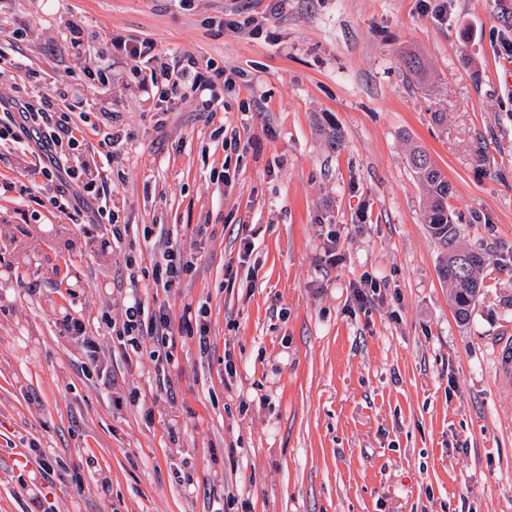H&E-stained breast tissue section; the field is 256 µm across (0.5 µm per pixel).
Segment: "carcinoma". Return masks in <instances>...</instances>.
I'll return each instance as SVG.
<instances>
[{"mask_svg":"<svg viewBox=\"0 0 512 512\" xmlns=\"http://www.w3.org/2000/svg\"><path fill=\"white\" fill-rule=\"evenodd\" d=\"M409 164L417 180L428 187L431 195L430 205L424 213V223L429 225L432 235L444 251L439 273L452 288L454 313L463 322L468 319L470 307L480 291L476 272L483 265L485 256L459 246L460 233L448 210V198L453 194V186L430 156L421 149H415L410 154Z\"/></svg>","mask_w":512,"mask_h":512,"instance_id":"carcinoma-1","label":"carcinoma"}]
</instances>
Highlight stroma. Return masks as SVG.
I'll return each instance as SVG.
<instances>
[{
    "instance_id": "obj_1",
    "label": "stroma",
    "mask_w": 512,
    "mask_h": 512,
    "mask_svg": "<svg viewBox=\"0 0 512 512\" xmlns=\"http://www.w3.org/2000/svg\"><path fill=\"white\" fill-rule=\"evenodd\" d=\"M445 10L0 0V50L19 63L0 98L75 70L70 155L111 126L108 204L129 227L103 246L104 225L52 204L35 142L0 140V512H31L38 492L57 512H512V389L492 360L512 334V0ZM119 41L214 62L222 103L157 112ZM87 46L111 78L84 77ZM416 146L454 187L461 244L485 255L463 325ZM150 224L194 259L166 292ZM365 279L377 288L360 303ZM137 298L164 302L174 328L135 350L119 332ZM200 308L205 355L178 326ZM72 311L97 362L61 324Z\"/></svg>"
}]
</instances>
